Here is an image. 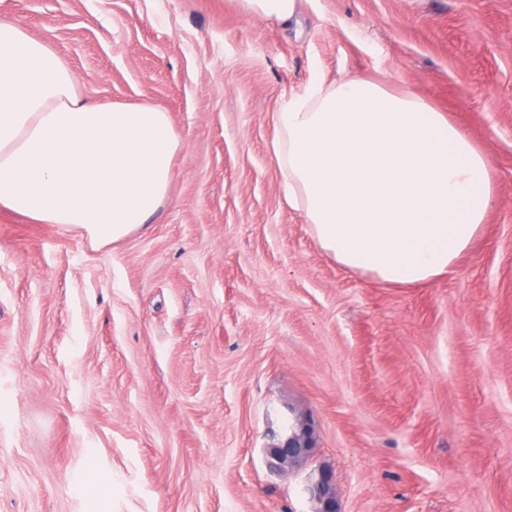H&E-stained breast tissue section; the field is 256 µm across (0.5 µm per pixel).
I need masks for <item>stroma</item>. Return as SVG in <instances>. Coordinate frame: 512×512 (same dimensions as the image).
<instances>
[{
  "label": "stroma",
  "mask_w": 512,
  "mask_h": 512,
  "mask_svg": "<svg viewBox=\"0 0 512 512\" xmlns=\"http://www.w3.org/2000/svg\"><path fill=\"white\" fill-rule=\"evenodd\" d=\"M100 104L181 138L168 195L105 245L0 208V512H512V0H0ZM348 76L487 153L496 199L448 273L394 285L289 206L273 116ZM316 446L282 473L273 435ZM94 469L102 485L76 492ZM241 11L249 16L275 20L283 24L291 21L299 7V0H236ZM312 448H315L314 427L299 416L291 425L288 423V436L285 441L267 448L268 464L271 468L284 472L308 458ZM310 491L319 504L316 512H339L336 507V485L331 473L319 470Z\"/></svg>",
  "instance_id": "stroma-1"
}]
</instances>
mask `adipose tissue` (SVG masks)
Masks as SVG:
<instances>
[{
  "mask_svg": "<svg viewBox=\"0 0 512 512\" xmlns=\"http://www.w3.org/2000/svg\"><path fill=\"white\" fill-rule=\"evenodd\" d=\"M274 124L289 204L337 263L385 282L448 272L494 201L487 154L415 94L317 85ZM180 146L167 112L83 99L46 42L0 21V207L117 241L159 210Z\"/></svg>",
  "mask_w": 512,
  "mask_h": 512,
  "instance_id": "ef3b65f1",
  "label": "adipose tissue"
}]
</instances>
